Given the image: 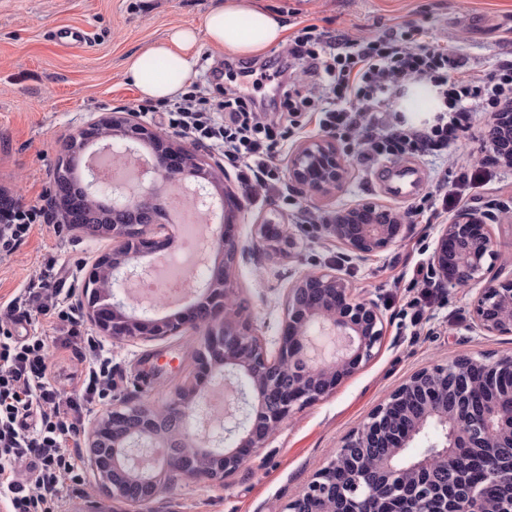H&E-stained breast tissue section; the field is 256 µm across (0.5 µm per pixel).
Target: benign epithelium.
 I'll return each instance as SVG.
<instances>
[{
	"instance_id": "obj_1",
	"label": "benign epithelium",
	"mask_w": 512,
	"mask_h": 512,
	"mask_svg": "<svg viewBox=\"0 0 512 512\" xmlns=\"http://www.w3.org/2000/svg\"><path fill=\"white\" fill-rule=\"evenodd\" d=\"M495 122L487 137L492 151L512 166V151L500 148L512 140V131ZM112 128L132 149L145 140L156 149L146 163L149 180L162 176L178 183L190 178L213 181L214 176L196 150L177 147L170 138L142 121L136 112L104 113L84 124L77 136L87 144H107L103 129ZM344 160L331 138L308 140L297 144L288 158V178L300 189L312 194H327L344 180ZM90 187L105 186L112 190V213L130 214L126 219H112L110 238L113 255L111 289L95 303L86 301L80 307L98 329L114 339L155 340L176 336L186 330L201 331L200 346L194 351L196 370L189 386L191 395L178 397L165 409L140 405L127 411L114 408L96 420L88 439L91 466L100 467L101 456L112 458V470L123 472L147 470L144 461L157 447L151 423L161 413L177 421L183 437L192 450L202 453L220 449L224 470L192 471L184 455L170 451L162 461V471L178 474L194 481L225 480L248 459L252 451L265 446L268 438L301 407L332 393L346 377L356 372L362 362L372 356L381 342L383 329L377 304L360 299L348 281L334 269L299 276L286 290L285 312L281 323L275 357L268 356L261 340L232 313L226 303L232 295L230 269L246 255L235 233L232 214L239 203L230 198L220 201L221 216L215 239L202 241L201 256L216 247L224 255L203 288V294L220 301L215 316L205 315L202 306H187L175 318H157L137 314L130 296L121 285L137 282L151 269L134 263L141 255L159 254L167 239L149 231L157 223L150 212L138 206L141 196L107 182L95 168L89 172ZM324 231L353 255L364 257L388 249L401 237L402 215L373 201H363L334 213ZM495 242L488 224L471 210L461 211L440 230L431 262L441 284L447 288H469L481 283L470 300V329L494 335H512V276L487 279L498 259ZM321 332L339 333L349 339L345 353L328 359H317L310 353L314 326ZM220 354L222 359L209 362ZM497 376L512 381V357L488 363L470 355H462L448 363H436L415 372L394 388L386 402L378 406L368 421L351 433L336 451L331 462L321 469L308 486L286 504V512H308L307 504L318 502L317 512H334L328 499V482L336 464L346 458L355 466L366 486V494L352 501L349 512H376L373 500L380 480H387L389 496L396 506L392 512H431L441 466L456 477L465 473L469 451L483 448L497 440L512 456V391L488 394L475 373ZM224 379L247 381V387L236 391L227 405L224 420L215 423L205 415L212 382ZM197 430L206 434L200 439L189 434L191 419ZM436 424L443 439L432 450L402 464L399 458L405 448L424 429ZM492 483L512 484V469L505 471L489 462L484 471ZM162 485L146 476L139 487L122 493L128 504L137 508L151 503ZM482 497L480 485L471 484L467 494L452 504L449 512H477L473 504Z\"/></svg>"
}]
</instances>
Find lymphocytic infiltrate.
Returning a JSON list of instances; mask_svg holds the SVG:
<instances>
[{
  "label": "lymphocytic infiltrate",
  "mask_w": 512,
  "mask_h": 512,
  "mask_svg": "<svg viewBox=\"0 0 512 512\" xmlns=\"http://www.w3.org/2000/svg\"><path fill=\"white\" fill-rule=\"evenodd\" d=\"M461 58L448 47L426 42L420 30H396L374 38L330 36L316 27L297 31L276 63L275 83L260 97L224 91V117L216 119L208 100L189 95L166 114L169 125L194 140L223 149L253 195L276 179L274 160L288 138L300 133L305 113L344 146H356L367 167L381 158L445 152L473 131L480 116L512 110V61L484 76L463 73ZM434 87L438 110L413 125L396 113L406 87ZM490 164L474 155L455 183L412 207L409 217L433 222L459 204L485 179ZM43 209H0V256L12 254L43 218ZM54 258L44 260L39 278L0 304V502L7 512H57L70 488L80 485V431L85 406L112 397V354L83 335L54 283ZM42 315L53 320L77 370L72 390L53 375L48 341L39 333L14 335L15 325Z\"/></svg>",
  "instance_id": "f902f5d3"
}]
</instances>
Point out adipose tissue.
Listing matches in <instances>:
<instances>
[{
  "label": "adipose tissue",
  "mask_w": 512,
  "mask_h": 512,
  "mask_svg": "<svg viewBox=\"0 0 512 512\" xmlns=\"http://www.w3.org/2000/svg\"><path fill=\"white\" fill-rule=\"evenodd\" d=\"M201 38L225 54L247 57L283 43L285 28L275 15L252 0H218L202 28L185 25L171 29L164 39L130 56L123 74L143 98H175L195 73L192 50Z\"/></svg>",
  "instance_id": "adipose-tissue-1"
}]
</instances>
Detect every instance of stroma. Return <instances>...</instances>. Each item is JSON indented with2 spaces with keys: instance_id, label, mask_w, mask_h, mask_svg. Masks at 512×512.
Segmentation results:
<instances>
[{
  "instance_id": "stroma-1",
  "label": "stroma",
  "mask_w": 512,
  "mask_h": 512,
  "mask_svg": "<svg viewBox=\"0 0 512 512\" xmlns=\"http://www.w3.org/2000/svg\"><path fill=\"white\" fill-rule=\"evenodd\" d=\"M217 0H0V197L22 198L26 206H49L53 172L71 136L90 117L127 110L159 132L169 133L164 105L147 108L136 87L122 76L129 55L164 38L177 25H202ZM278 16L288 33L307 25L329 34L349 31L379 36L393 29L420 28L427 41L454 48L465 73L486 74L512 60V0H255ZM83 26L84 48L58 45L52 30ZM479 145L467 135L447 152L414 158L423 174L418 192L405 198L387 194V162L363 173L342 149L346 179L335 192L310 195L287 178L290 147L276 158L281 179L266 194L248 198L233 168L222 187L240 198L234 216L237 234L249 250L233 271L237 313L275 354L284 315V293L302 273L333 268L362 299L378 304L384 337L372 358L344 379L329 396L288 418L276 434L225 482L185 477L165 483L144 512H285L289 499L334 458L346 436L358 429L391 390L431 363L461 355L494 361L512 356V335H481L468 328V289L412 287L414 264H429L440 224H409L387 250L348 259L343 247L322 229L301 223L305 213L329 216L361 201L406 211L432 192L441 177L464 171ZM466 208L484 215L500 258L497 268L512 272V168L494 167L486 186L471 190ZM277 224L276 239L259 231ZM111 242L71 229L39 224L7 257H0V303L9 301L39 273L46 257L63 270L58 286L82 330L101 337L112 351V404L164 406L186 387L191 351L200 334L187 331L151 341H115L98 329L77 303L85 274ZM83 483L68 494L60 512H130L120 499L99 488L89 461L81 463Z\"/></svg>"
}]
</instances>
